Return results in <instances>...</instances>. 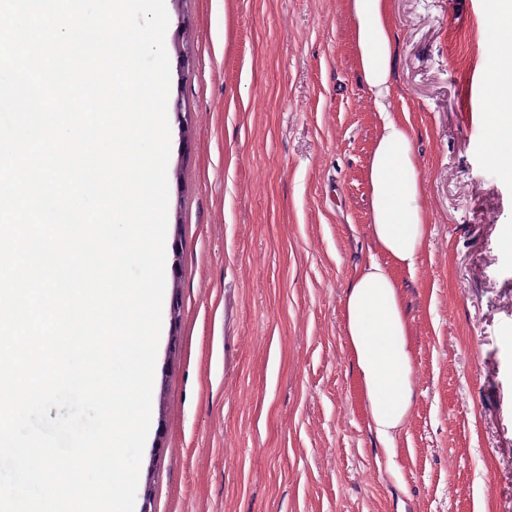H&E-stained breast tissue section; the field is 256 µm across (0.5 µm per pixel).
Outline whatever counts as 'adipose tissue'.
<instances>
[{
	"label": "adipose tissue",
	"instance_id": "1",
	"mask_svg": "<svg viewBox=\"0 0 512 512\" xmlns=\"http://www.w3.org/2000/svg\"><path fill=\"white\" fill-rule=\"evenodd\" d=\"M354 24L358 68L375 96L381 117L379 138L366 177L370 188L371 237L383 254L356 269L345 293V333L367 399L370 425L383 444L409 416L413 355L408 342L399 285L393 267L414 269L427 226L421 204L422 179L413 156L411 131L392 117L388 104L393 41L387 0H348ZM484 70L488 100L484 116L490 157L512 179V57Z\"/></svg>",
	"mask_w": 512,
	"mask_h": 512
}]
</instances>
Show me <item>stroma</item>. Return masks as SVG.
I'll return each instance as SVG.
<instances>
[{
	"mask_svg": "<svg viewBox=\"0 0 512 512\" xmlns=\"http://www.w3.org/2000/svg\"><path fill=\"white\" fill-rule=\"evenodd\" d=\"M164 319L138 495L153 512H512V180L487 158L492 0H389V102L428 231L396 277L410 415L384 447L344 331L376 249L381 119L347 0H165ZM471 123H464V111Z\"/></svg>",
	"mask_w": 512,
	"mask_h": 512,
	"instance_id": "35a3bbf8",
	"label": "stroma"
}]
</instances>
